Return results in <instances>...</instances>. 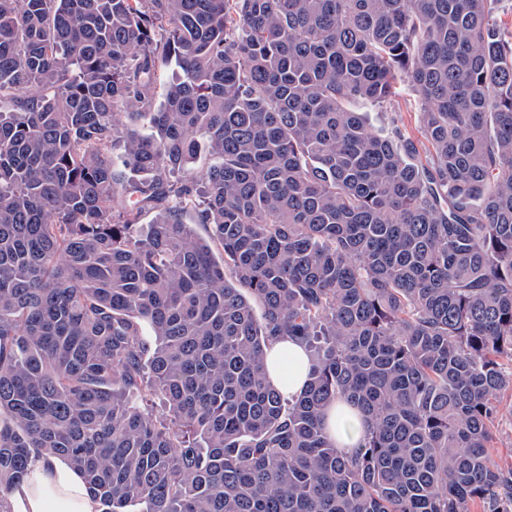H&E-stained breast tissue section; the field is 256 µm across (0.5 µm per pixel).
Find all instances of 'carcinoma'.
Returning <instances> with one entry per match:
<instances>
[{"mask_svg": "<svg viewBox=\"0 0 512 512\" xmlns=\"http://www.w3.org/2000/svg\"><path fill=\"white\" fill-rule=\"evenodd\" d=\"M500 2L0 0V512L46 455L100 512H512ZM417 111L418 105L409 86L401 82L389 103L369 111L368 122L372 131L381 132L387 130L394 120L407 133L417 136ZM285 355L288 361L284 362ZM266 366L272 382L283 393L295 394L307 384L310 359L305 347L294 339L273 343L266 351ZM283 374H288V381H281ZM504 416L494 425V448L497 449L498 460L505 465H512V397L503 398ZM511 408V416H510ZM337 408H343L346 414L336 428ZM326 415V431L329 436L336 440L340 448H355L362 434V420L358 412L347 403L338 401L328 409Z\"/></svg>", "mask_w": 512, "mask_h": 512, "instance_id": "1", "label": "carcinoma"}]
</instances>
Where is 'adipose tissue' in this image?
Segmentation results:
<instances>
[{"label": "adipose tissue", "mask_w": 512, "mask_h": 512, "mask_svg": "<svg viewBox=\"0 0 512 512\" xmlns=\"http://www.w3.org/2000/svg\"><path fill=\"white\" fill-rule=\"evenodd\" d=\"M266 366L283 393L295 394L307 383L310 359L303 345L286 339L266 351ZM12 512H100L83 475L62 457L33 462L25 478L10 491Z\"/></svg>", "instance_id": "1"}]
</instances>
